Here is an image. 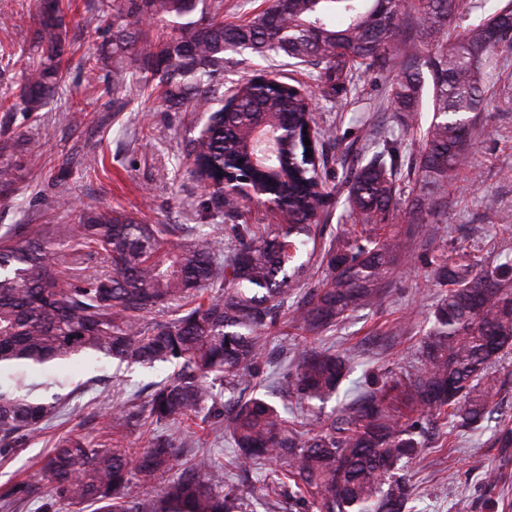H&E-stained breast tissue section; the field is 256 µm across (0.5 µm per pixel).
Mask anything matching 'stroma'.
Wrapping results in <instances>:
<instances>
[{
	"label": "stroma",
	"instance_id": "stroma-1",
	"mask_svg": "<svg viewBox=\"0 0 512 512\" xmlns=\"http://www.w3.org/2000/svg\"><path fill=\"white\" fill-rule=\"evenodd\" d=\"M89 2H77L69 24L73 45L66 82L45 120L0 112V141H10L21 170L17 198L0 200V227L46 224L58 236L73 225V210L92 205L123 208L147 224L177 225V243L205 233L224 239L231 217H212L208 190L186 173L185 141L198 133L186 113L162 108L144 94L130 97L116 112L111 94L92 92L82 57L103 38L89 21ZM34 14V0H0V97L15 91L21 56L32 44ZM497 66L494 102L473 130L470 168L433 200L426 224L413 229L402 220L393 222L395 231L410 237L416 261L396 268L378 308L356 311L321 335L320 348L351 358L338 401H348L370 381L402 379L419 368L420 340L429 329L426 316L438 293L421 256L443 248L495 262L512 251V55ZM264 70L316 89L305 68L249 54H227L223 83L230 87ZM385 85L382 78L359 81L343 96L342 109L328 114L336 138L324 144L325 177L335 199L323 219L326 235L338 234L348 221V186L342 176L370 148L372 136L386 135L404 120L405 141L415 144L431 119L426 111L406 118L391 111ZM72 106L85 108V115L71 123L61 120ZM97 152L104 153L105 166L93 170L87 161ZM63 189L70 199L66 209L57 205ZM65 371L74 390L59 418L25 446L0 453V491L35 476L62 434L75 430L100 439L104 397L145 404L151 384L166 379L171 368L161 363L120 370L108 360H76ZM491 375L500 389L497 413L482 429L457 432L454 447L422 449L408 465L415 512H512V442L503 441L498 426L500 420H512V354L492 366Z\"/></svg>",
	"mask_w": 512,
	"mask_h": 512
}]
</instances>
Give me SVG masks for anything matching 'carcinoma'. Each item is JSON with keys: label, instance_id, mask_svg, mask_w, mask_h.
I'll return each mask as SVG.
<instances>
[{"label": "carcinoma", "instance_id": "carcinoma-1", "mask_svg": "<svg viewBox=\"0 0 512 512\" xmlns=\"http://www.w3.org/2000/svg\"><path fill=\"white\" fill-rule=\"evenodd\" d=\"M37 29L21 66L14 101L38 114L58 98L63 82L67 14L61 0H36ZM109 49L88 53L83 67L105 72L101 92L119 110L151 86L167 108L208 114L206 132L187 145V173L212 184L214 212L231 215L238 199L221 187L231 173L282 203L286 224H233L228 242L204 235L173 244L171 224H144L132 212L92 206L57 240L42 227L11 224L0 234V450L16 448L57 417L70 386L61 373L79 356L118 365L174 366L152 388L149 424L200 422L224 437L231 465L249 470L274 462L266 486L288 488L290 512H405L412 486L407 463L424 447L421 421L440 416L474 429L496 411L489 369L512 351V256L487 264L474 254L425 258L439 284L431 327L423 336L421 366L407 382L369 386L333 417L309 424L288 417L251 381L282 332L316 342L322 330L378 305L393 268L409 254L390 231L402 216L424 224L418 202L448 191L468 164L477 115L492 103L496 66L473 68L471 56L512 55V41H491L487 26L512 17V0H269L247 20L224 22V0H99ZM416 37L398 40L405 22ZM283 57L313 69L322 100L370 74L398 68L387 100L396 112L427 107L432 119L418 148L405 154L391 133L345 176L348 217L342 240L323 243L326 278L304 303L290 299L307 276L298 252L323 235L320 215L332 190L321 172L323 142L332 136L319 109L275 74L248 78L223 92L217 80L224 54ZM429 79H424L422 68ZM312 144H304V138ZM413 188L399 184L402 169ZM18 180L8 142L0 143V189ZM103 256L106 269L78 284L68 281L77 255ZM173 308L169 318L152 314ZM43 380H29V371ZM349 358L328 350L306 354L288 372V393L303 411L321 410L336 395ZM228 393L224 412L211 415L214 386ZM402 389L410 423L389 408ZM139 414L117 407L104 432L125 428ZM180 452L174 441L149 440L138 453L112 440L82 434L58 440L37 477L0 495V512H18L49 495L94 512H231L224 464L196 455L187 471L165 478ZM136 481L138 494L128 493Z\"/></svg>", "mask_w": 512, "mask_h": 512}]
</instances>
